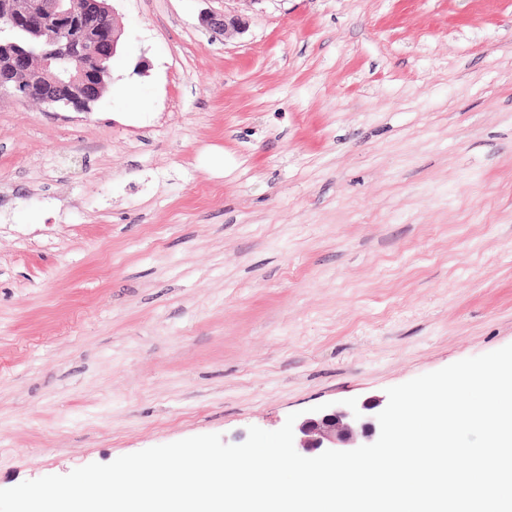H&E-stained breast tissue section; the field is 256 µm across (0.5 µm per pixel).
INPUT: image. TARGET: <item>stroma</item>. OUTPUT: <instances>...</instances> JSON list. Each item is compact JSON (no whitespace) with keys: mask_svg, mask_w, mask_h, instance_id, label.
Instances as JSON below:
<instances>
[{"mask_svg":"<svg viewBox=\"0 0 512 512\" xmlns=\"http://www.w3.org/2000/svg\"><path fill=\"white\" fill-rule=\"evenodd\" d=\"M114 7L93 112L0 99V489L512 344V0ZM200 23L206 26L215 36H223L224 38L235 32L243 33L247 27V21L241 16L218 11H203L199 16Z\"/></svg>","mask_w":512,"mask_h":512,"instance_id":"1","label":"stroma"}]
</instances>
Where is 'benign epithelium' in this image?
Returning a JSON list of instances; mask_svg holds the SVG:
<instances>
[{"label":"benign epithelium","mask_w":512,"mask_h":512,"mask_svg":"<svg viewBox=\"0 0 512 512\" xmlns=\"http://www.w3.org/2000/svg\"><path fill=\"white\" fill-rule=\"evenodd\" d=\"M200 23L215 36L242 33L241 16L203 11ZM20 29L38 43L4 35ZM124 30L108 0H0V90L18 102L59 112H91L112 74L102 62L121 50ZM378 402L322 409L294 424V447L305 454L348 451L373 443Z\"/></svg>","instance_id":"obj_1"}]
</instances>
